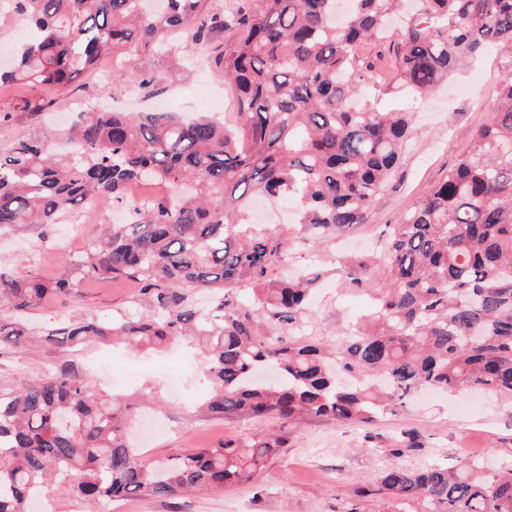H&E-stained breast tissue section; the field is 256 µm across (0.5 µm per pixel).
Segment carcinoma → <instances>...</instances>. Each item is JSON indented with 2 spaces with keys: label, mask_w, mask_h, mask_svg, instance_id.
Here are the masks:
<instances>
[{
  "label": "carcinoma",
  "mask_w": 512,
  "mask_h": 512,
  "mask_svg": "<svg viewBox=\"0 0 512 512\" xmlns=\"http://www.w3.org/2000/svg\"><path fill=\"white\" fill-rule=\"evenodd\" d=\"M402 0H237L201 11V0H12L41 36L12 82L63 92L112 56V81L157 93L149 70L120 57L145 53L183 32L181 51H208L234 93L224 123L171 112L147 116L79 112L66 163L38 140L17 139L0 156V234L17 224H61L89 195L124 208L114 224L59 276L0 271V345L22 347L20 312L67 298L87 281H131L149 314H67L46 340L64 350L121 340L167 352L185 339L205 350L206 411L228 419L269 414L371 422L420 389H473L512 401V0H416L395 39L388 22ZM378 43L399 59L400 78L423 95L483 47L505 63L489 118L467 153L392 225L376 257L338 262L341 284L373 293L375 306L336 343L283 337L310 313L317 270L274 276L286 260L278 233L251 222L258 198L292 201L309 239L324 243L364 223L397 167L408 112L359 99L374 64L358 54ZM171 194L132 202L134 183ZM385 287H377L379 281ZM211 295L197 308L193 294ZM136 406L98 395L68 361L16 392L0 394V512H28L35 494L64 487L91 499L168 498L250 479L281 440L229 439L164 461L136 454L125 417ZM378 492L395 512H512V462L467 459L450 471L387 468Z\"/></svg>",
  "instance_id": "carcinoma-1"
}]
</instances>
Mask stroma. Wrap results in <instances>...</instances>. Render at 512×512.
Segmentation results:
<instances>
[{
  "instance_id": "stroma-1",
  "label": "stroma",
  "mask_w": 512,
  "mask_h": 512,
  "mask_svg": "<svg viewBox=\"0 0 512 512\" xmlns=\"http://www.w3.org/2000/svg\"><path fill=\"white\" fill-rule=\"evenodd\" d=\"M360 52L376 56L379 74L378 81L365 89V97L386 111L412 108L411 138L364 224L320 246L298 239L286 264L278 269L281 277L310 267L327 272L310 317L290 332L292 339L300 342L335 340L350 321L369 312L371 294L343 291L332 275L337 258L368 251L386 225L397 223L457 164L474 130L487 117L502 69L494 53L482 52L413 103L397 78L392 57H377L372 44L363 45ZM124 64L131 71L144 67L162 76L159 97L170 111L223 116V74L210 70L205 77H197L190 59L159 51L132 53ZM75 97L92 103L108 101L114 109L133 113L150 106L140 92L113 85L111 75L95 70L84 75L74 91L57 94L54 112L14 113L8 132L0 135V155L18 138L33 137L49 143L64 140L76 118L67 108ZM109 221L104 215L95 224L71 225L72 238L67 242L60 238L59 226L18 225L0 235V269L20 268L43 280L59 274L66 255L81 251L83 243L96 239ZM137 295L135 285L128 282L92 281L74 289L65 302L53 298L43 301L32 310L30 320L52 328L65 310L104 318L119 312L140 316L148 308ZM94 352L89 346L66 355L56 344L33 337L26 338L22 352L1 348L0 393L24 387L65 358L94 389L110 393L119 392V379L132 370L138 373V385L153 383L155 376L142 369V361L157 365L168 362L161 353L146 357L120 350L112 375L106 378L92 373L86 363ZM165 403L155 415L165 421L168 430L142 449L144 459L160 460L188 448L214 447L244 433L271 434L281 438L283 446L247 482L221 492L200 489L167 499L140 497L130 502L128 512H344L348 507L357 512H391L392 503L368 486L387 466L413 470L439 463L455 468L466 458L482 457L494 463L512 460V405L477 390L459 395L423 392L403 410L386 414L370 425L309 417L291 422L273 417L224 420L199 416L191 403H178L170 394ZM406 434L413 437L415 450L393 455V448Z\"/></svg>"
}]
</instances>
